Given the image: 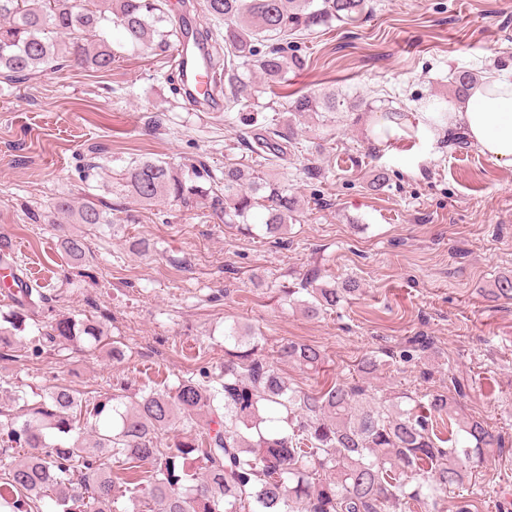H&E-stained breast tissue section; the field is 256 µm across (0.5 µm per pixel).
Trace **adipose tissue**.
Instances as JSON below:
<instances>
[{
    "label": "adipose tissue",
    "instance_id": "obj_1",
    "mask_svg": "<svg viewBox=\"0 0 512 512\" xmlns=\"http://www.w3.org/2000/svg\"><path fill=\"white\" fill-rule=\"evenodd\" d=\"M480 152L512 165V81L498 77L475 85L454 115Z\"/></svg>",
    "mask_w": 512,
    "mask_h": 512
}]
</instances>
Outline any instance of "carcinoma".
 Wrapping results in <instances>:
<instances>
[{
    "instance_id": "carcinoma-1",
    "label": "carcinoma",
    "mask_w": 512,
    "mask_h": 512,
    "mask_svg": "<svg viewBox=\"0 0 512 512\" xmlns=\"http://www.w3.org/2000/svg\"><path fill=\"white\" fill-rule=\"evenodd\" d=\"M368 0H202L201 10L224 22V36L205 26L193 28L172 13L169 0H0V75L24 80L59 59H73L95 71L112 69L117 54L104 36L107 24L120 27L123 45L165 52L194 41L207 61L209 83L198 92L180 60L168 77L174 94L212 108L237 109L243 144L251 153L275 158L292 143L297 122L260 117L245 102L253 75L268 87L281 85L307 58L288 52V37L355 22ZM68 37L59 41L61 36ZM477 73L452 74L450 99L466 96ZM336 93L299 94L287 106L294 117L336 112ZM117 193L152 205L160 201L191 205L199 198L226 224L258 228L277 238L295 221L297 199L253 164L224 165L216 179L201 164L182 172L162 159L146 158L123 169ZM262 208L261 217L255 209ZM51 213L73 219L87 230L112 227L117 218L92 202L55 198ZM61 248L80 263L86 255L81 236H66ZM18 309L0 318V343L19 339L25 302L33 288L22 279ZM360 291L347 278L334 286L283 291L284 300L308 316L331 311ZM307 298H298L299 293ZM488 295L512 300V275L495 280ZM109 333L93 320L54 319L39 333L40 344L65 348L83 341L98 346ZM224 370H202L167 391L150 390L131 406L106 393L88 403L66 386L44 388L38 400L22 406L21 417L0 421V512H33L44 498L58 512H128L121 499L132 487L147 489L145 512H403L411 501L469 481L472 464L503 447L501 435L484 421L460 413L459 401L434 392L418 401L406 393L378 397L369 375L378 367L362 358L361 379L337 382L316 394L288 386L273 363L258 353L256 333L237 324L224 331ZM278 358L307 369L318 367L322 352L289 340ZM104 414L112 429L89 439L79 426L84 409ZM181 422L182 433L166 442L161 432ZM285 429H275L274 422ZM17 448L26 449L20 457ZM130 474L112 477L110 459Z\"/></svg>"
}]
</instances>
